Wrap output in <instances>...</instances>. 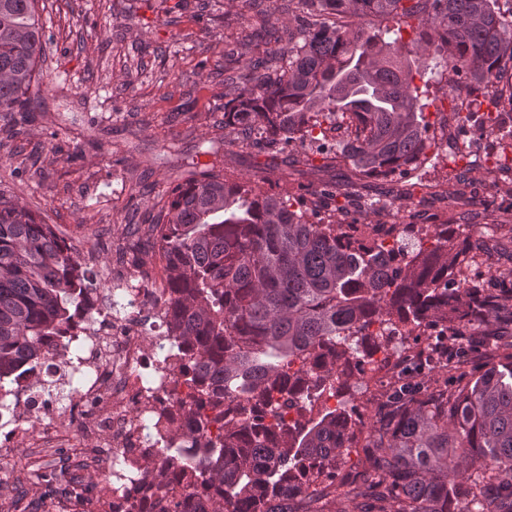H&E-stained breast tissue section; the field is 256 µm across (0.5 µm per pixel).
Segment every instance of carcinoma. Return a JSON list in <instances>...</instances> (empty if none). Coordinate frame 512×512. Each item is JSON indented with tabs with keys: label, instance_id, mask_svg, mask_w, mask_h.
<instances>
[{
	"label": "carcinoma",
	"instance_id": "cac0c4a2",
	"mask_svg": "<svg viewBox=\"0 0 512 512\" xmlns=\"http://www.w3.org/2000/svg\"><path fill=\"white\" fill-rule=\"evenodd\" d=\"M275 47L230 57L224 129L279 153L338 133L328 166L387 178L431 146L411 54H435L447 94L493 100L512 72L499 0H288ZM423 28L412 47L401 29ZM43 52L36 0H0V112L32 103ZM333 190L298 201L210 169L170 191L151 224L166 274L170 352L195 409L146 458L125 512H334L354 493L339 457L359 445L334 397L344 377L390 364L415 336L416 387L364 438L378 481L363 512H512V359L463 381L469 347L512 336V272L470 274L479 243L438 224L409 251L396 224H339ZM95 273L31 209L0 198V383L62 353L57 338L93 305ZM467 343L454 360L443 337Z\"/></svg>",
	"mask_w": 512,
	"mask_h": 512
}]
</instances>
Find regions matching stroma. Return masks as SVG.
<instances>
[{
  "instance_id": "stroma-1",
  "label": "stroma",
  "mask_w": 512,
  "mask_h": 512,
  "mask_svg": "<svg viewBox=\"0 0 512 512\" xmlns=\"http://www.w3.org/2000/svg\"><path fill=\"white\" fill-rule=\"evenodd\" d=\"M263 7L264 15L281 14V0ZM38 12L40 106L0 112V197L26 204L76 251L93 248L100 265L119 243L135 263L156 254L150 222L166 208L169 189L212 166L298 200L326 184L366 200L406 185L409 198L381 211L349 210L342 222L411 224L418 238L433 224L451 225L462 239L512 238V187L489 164L512 146L477 126H451L459 99L437 82L423 98L436 141L424 161L401 178L360 179L347 167L325 168L310 142L272 158L225 140L224 57L263 31L264 15L245 0H39ZM452 139L483 149L452 168ZM450 184L465 206L431 199L430 187ZM391 388L383 372H370L350 379L339 400L369 427L387 412ZM61 468L82 484L95 480L59 449L20 448L0 461V495L23 487L26 501L49 512L53 499L37 476Z\"/></svg>"
}]
</instances>
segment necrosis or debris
Instances as JSON below:
<instances>
[{
	"label": "necrosis or debris",
	"instance_id": "necrosis-or-debris-1",
	"mask_svg": "<svg viewBox=\"0 0 512 512\" xmlns=\"http://www.w3.org/2000/svg\"><path fill=\"white\" fill-rule=\"evenodd\" d=\"M105 275L127 294L124 315L101 305L96 320L76 322L64 338L75 348L72 357L43 360L11 386L8 404L0 407V460L23 444L67 448L95 465L98 485L90 499L58 500L52 512H112L126 471L144 462L145 431H153L159 448L169 429L166 421L145 420L149 396L168 398L172 388L165 377L147 383L160 360L147 354L146 342L167 328L156 268L131 264L117 247ZM46 381L69 382L74 390L65 403L55 404L39 388ZM65 417L74 419L75 429L58 427Z\"/></svg>",
	"mask_w": 512,
	"mask_h": 512
}]
</instances>
